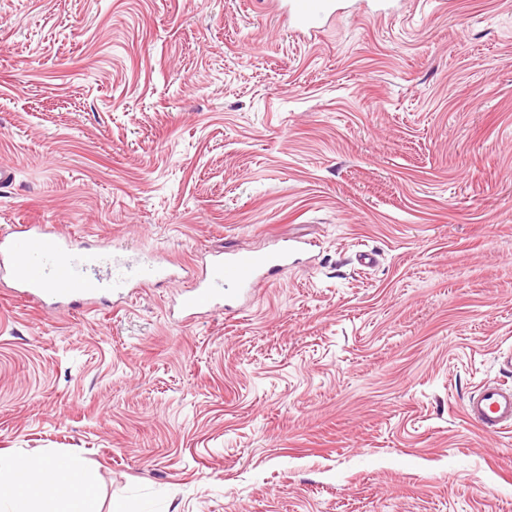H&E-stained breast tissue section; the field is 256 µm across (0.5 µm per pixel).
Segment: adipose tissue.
Returning a JSON list of instances; mask_svg holds the SVG:
<instances>
[{
	"mask_svg": "<svg viewBox=\"0 0 512 512\" xmlns=\"http://www.w3.org/2000/svg\"><path fill=\"white\" fill-rule=\"evenodd\" d=\"M0 512H94L91 477L73 457L0 455Z\"/></svg>",
	"mask_w": 512,
	"mask_h": 512,
	"instance_id": "obj_1",
	"label": "adipose tissue"
}]
</instances>
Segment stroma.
I'll return each instance as SVG.
<instances>
[{"label":"stroma","instance_id":"obj_1","mask_svg":"<svg viewBox=\"0 0 512 512\" xmlns=\"http://www.w3.org/2000/svg\"><path fill=\"white\" fill-rule=\"evenodd\" d=\"M0 0V226L183 262L300 238L244 311L183 279L50 313L0 290V453L96 512H512V0ZM375 253L374 266L360 252ZM292 29L307 39L316 38L322 31L321 23L335 13L333 0H291L282 6L281 0L272 1ZM465 418L487 435L512 428V387L486 384L471 394L464 405Z\"/></svg>","mask_w":512,"mask_h":512}]
</instances>
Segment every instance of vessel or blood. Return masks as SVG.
<instances>
[{"label": "vessel or blood", "instance_id": "1", "mask_svg": "<svg viewBox=\"0 0 512 512\" xmlns=\"http://www.w3.org/2000/svg\"><path fill=\"white\" fill-rule=\"evenodd\" d=\"M282 14L295 33L312 39L325 18L335 12L334 0H288ZM300 243H282L263 251L212 252L194 288L180 293V320H195L202 307L232 310L253 299L259 282L278 281L294 266ZM8 279L14 294L49 307L61 302L80 307L99 295L116 300L133 289L175 280L164 252L131 261L105 251L73 245L44 224H13L0 230V279ZM466 419L488 435L512 429V387L486 384L464 405Z\"/></svg>", "mask_w": 512, "mask_h": 512}]
</instances>
